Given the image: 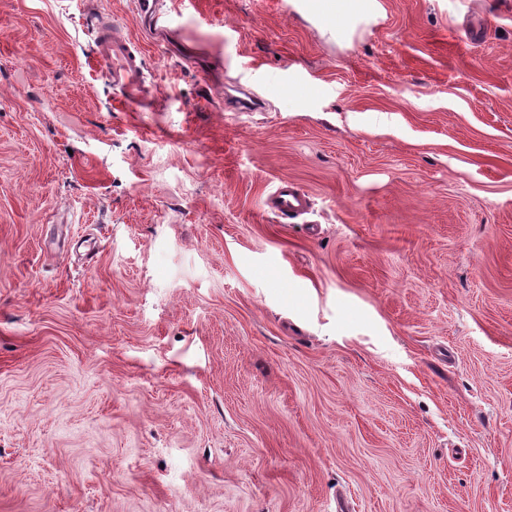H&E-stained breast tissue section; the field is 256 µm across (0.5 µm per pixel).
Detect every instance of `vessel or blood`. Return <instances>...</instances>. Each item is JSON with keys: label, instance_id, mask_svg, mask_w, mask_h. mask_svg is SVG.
<instances>
[{"label": "vessel or blood", "instance_id": "vessel-or-blood-1", "mask_svg": "<svg viewBox=\"0 0 512 512\" xmlns=\"http://www.w3.org/2000/svg\"><path fill=\"white\" fill-rule=\"evenodd\" d=\"M136 12L161 33L170 28L169 14L161 0H135ZM98 63L123 104L140 110L152 107L154 94L146 73L144 47L120 26L100 21L96 35ZM266 207L274 215L292 217L305 211L307 196L298 187L282 182L267 198Z\"/></svg>", "mask_w": 512, "mask_h": 512}]
</instances>
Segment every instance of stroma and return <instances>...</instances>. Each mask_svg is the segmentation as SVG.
<instances>
[{"instance_id":"35a3bbf8","label":"stroma","mask_w":512,"mask_h":512,"mask_svg":"<svg viewBox=\"0 0 512 512\" xmlns=\"http://www.w3.org/2000/svg\"><path fill=\"white\" fill-rule=\"evenodd\" d=\"M165 2L0 0V512H512V0ZM160 0H136L134 6L136 12L149 23L150 26L160 32L168 33L170 28L169 14L161 7ZM309 9L327 15L332 24L336 22V34L346 30L357 20L373 18L378 12L377 0H304ZM331 1L332 4L327 2ZM100 69L128 107L147 110L154 94L146 73L144 47L120 26L101 19L96 35ZM264 206L276 216L293 217L305 211L307 196L298 187L288 182H280L264 202Z\"/></svg>"}]
</instances>
